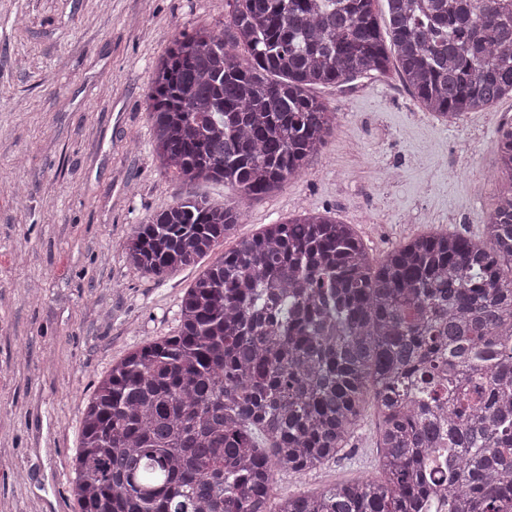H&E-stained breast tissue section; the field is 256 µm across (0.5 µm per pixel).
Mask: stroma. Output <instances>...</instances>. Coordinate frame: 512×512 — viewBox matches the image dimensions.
Returning <instances> with one entry per match:
<instances>
[{"label": "stroma", "mask_w": 512, "mask_h": 512, "mask_svg": "<svg viewBox=\"0 0 512 512\" xmlns=\"http://www.w3.org/2000/svg\"><path fill=\"white\" fill-rule=\"evenodd\" d=\"M228 21L226 0H0V512H53L59 498L75 512L68 481L97 380L175 334L195 277L262 225L327 209L377 263L413 234L485 235L512 97L438 119L393 60L386 73L311 88L338 112L336 133L300 175L246 205L196 265L163 279L136 270L133 225L187 192L237 201L229 185H186L160 169L148 119L172 40ZM377 428L367 404L340 456L276 473L277 494L379 479Z\"/></svg>", "instance_id": "35a3bbf8"}]
</instances>
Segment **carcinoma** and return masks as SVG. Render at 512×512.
<instances>
[{
	"instance_id": "obj_1",
	"label": "carcinoma",
	"mask_w": 512,
	"mask_h": 512,
	"mask_svg": "<svg viewBox=\"0 0 512 512\" xmlns=\"http://www.w3.org/2000/svg\"><path fill=\"white\" fill-rule=\"evenodd\" d=\"M160 59L148 112L166 173L242 202L299 175L336 130L308 94L384 73L372 0H227ZM405 84L459 119L512 94L497 0H386ZM244 50L243 58L239 50ZM487 235L424 233L373 264L351 224L304 212L238 241L182 298L179 330L98 382L72 461L77 512H512V125ZM186 194L132 229L157 278L231 234ZM373 396L384 480L279 497L274 471L336 459Z\"/></svg>"
}]
</instances>
